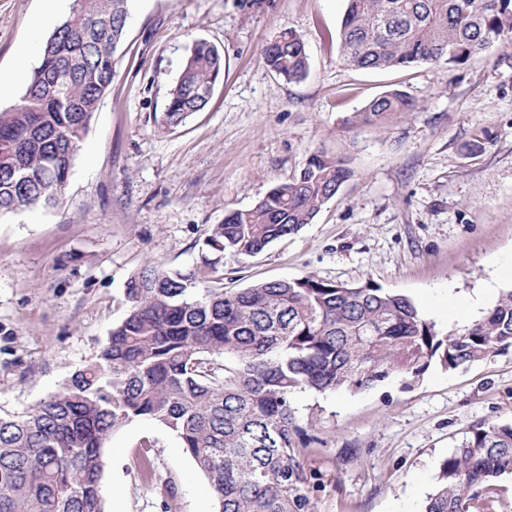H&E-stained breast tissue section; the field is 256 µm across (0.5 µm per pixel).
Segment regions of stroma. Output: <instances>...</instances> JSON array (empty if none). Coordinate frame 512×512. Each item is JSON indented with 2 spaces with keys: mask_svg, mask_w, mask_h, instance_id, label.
Masks as SVG:
<instances>
[{
  "mask_svg": "<svg viewBox=\"0 0 512 512\" xmlns=\"http://www.w3.org/2000/svg\"><path fill=\"white\" fill-rule=\"evenodd\" d=\"M0 0V89L17 105L65 11ZM112 84L83 137L62 203L0 214V415L35 405L93 360L125 316L145 265L192 268L226 213L254 206L311 152L343 157L351 177L313 224L255 257L225 259L213 286L313 275L409 296L448 330L512 288V44L466 64L355 70L339 62L345 0H129ZM306 43L309 73L289 82L260 51L282 30ZM224 55L207 107L162 129L169 89L193 43ZM398 89L416 103L379 127L356 119ZM312 441V512H423L442 461L476 427L512 421V351L408 383L301 393ZM150 440L151 478L137 454ZM106 512H215L178 438L147 419L104 450Z\"/></svg>",
  "mask_w": 512,
  "mask_h": 512,
  "instance_id": "35a3bbf8",
  "label": "stroma"
}]
</instances>
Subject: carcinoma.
<instances>
[{"label": "carcinoma", "instance_id": "cac0c4a2", "mask_svg": "<svg viewBox=\"0 0 512 512\" xmlns=\"http://www.w3.org/2000/svg\"><path fill=\"white\" fill-rule=\"evenodd\" d=\"M128 16V0H72L43 43L20 103L0 111V214L60 204L112 85ZM506 39L512 0H347L339 60L355 69L451 68ZM261 58L290 82L308 71L305 43L290 29ZM223 78L221 51L195 42L162 128L203 110ZM415 108L391 90L360 119L381 125ZM349 176L342 159L313 152L253 207L225 214L194 268L146 265L132 274L126 315L96 358L35 406L0 416V512H105L104 448L137 419L177 436L217 512H311L297 394L414 381L433 366L456 370L511 350L512 289L443 334L409 297L370 283L307 275L241 289L207 284L224 256L253 257L314 223ZM510 473L512 423L478 427L441 463L425 512H481L480 492Z\"/></svg>", "mask_w": 512, "mask_h": 512}]
</instances>
